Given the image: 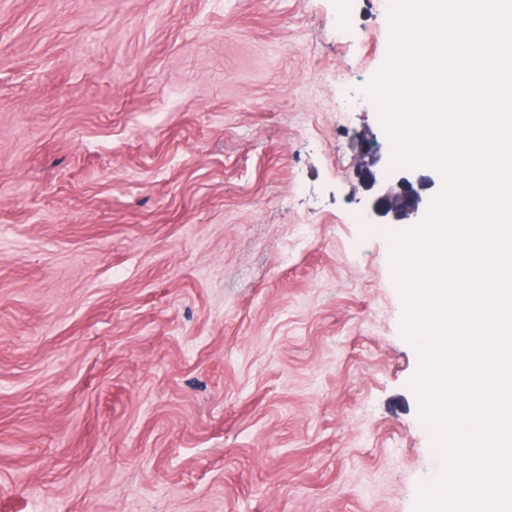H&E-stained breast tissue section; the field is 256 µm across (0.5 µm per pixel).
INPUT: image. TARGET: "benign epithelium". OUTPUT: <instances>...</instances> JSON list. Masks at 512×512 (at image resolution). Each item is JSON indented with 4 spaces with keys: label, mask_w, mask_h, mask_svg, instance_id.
Listing matches in <instances>:
<instances>
[{
    "label": "benign epithelium",
    "mask_w": 512,
    "mask_h": 512,
    "mask_svg": "<svg viewBox=\"0 0 512 512\" xmlns=\"http://www.w3.org/2000/svg\"><path fill=\"white\" fill-rule=\"evenodd\" d=\"M356 162L361 168L383 163V167L380 169L381 180L378 181L375 175H370L371 185H379L380 191V195L373 203V212L379 216L390 214L396 221L414 223L422 202L420 195L407 179L395 180L391 177V160L381 161V155L373 150L367 137L359 140Z\"/></svg>",
    "instance_id": "7a95c632"
}]
</instances>
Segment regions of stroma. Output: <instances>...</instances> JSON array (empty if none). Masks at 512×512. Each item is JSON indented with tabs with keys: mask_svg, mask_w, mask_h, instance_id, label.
Segmentation results:
<instances>
[{
	"mask_svg": "<svg viewBox=\"0 0 512 512\" xmlns=\"http://www.w3.org/2000/svg\"><path fill=\"white\" fill-rule=\"evenodd\" d=\"M348 24H340L341 14ZM378 0H0V512H416L442 465L355 137Z\"/></svg>",
	"mask_w": 512,
	"mask_h": 512,
	"instance_id": "35a3bbf8",
	"label": "stroma"
}]
</instances>
